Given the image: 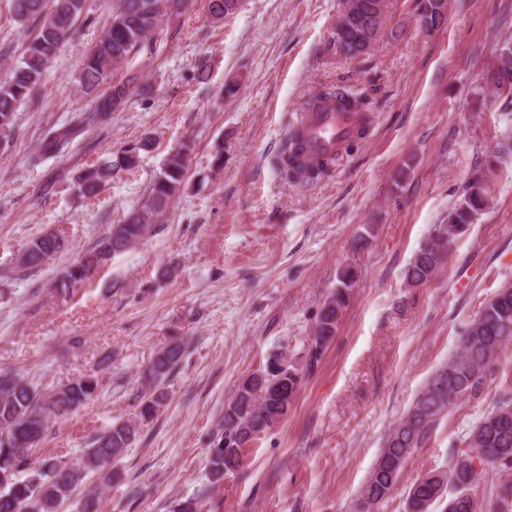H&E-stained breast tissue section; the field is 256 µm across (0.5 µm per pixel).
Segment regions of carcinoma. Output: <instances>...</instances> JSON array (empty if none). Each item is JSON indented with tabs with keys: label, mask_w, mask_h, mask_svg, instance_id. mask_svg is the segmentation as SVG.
Segmentation results:
<instances>
[{
	"label": "carcinoma",
	"mask_w": 512,
	"mask_h": 512,
	"mask_svg": "<svg viewBox=\"0 0 512 512\" xmlns=\"http://www.w3.org/2000/svg\"><path fill=\"white\" fill-rule=\"evenodd\" d=\"M18 23L42 20L35 36L28 41L20 60L13 66L10 80L0 83V149L10 147L16 131V110L20 103L43 89L47 70L61 47L73 34L85 0H8ZM384 0H346L335 28L339 50L354 44L372 46L384 23ZM239 0H209V12L219 20L236 12ZM444 0H417L415 15L427 30L444 21ZM169 10V0H113L102 36L82 61L74 81L81 92L96 100V108L81 120L48 128L41 146L30 162L63 153L86 125L101 122L130 96V86L114 82L100 90L112 69L140 51L158 31ZM495 88L512 94V45L504 44L497 54L493 71ZM339 105L351 112H364L367 98L346 87L325 88L310 96L304 106L320 112ZM145 138L81 169L73 180L74 192L92 198L119 171H130L139 162L140 152L149 148ZM307 150L304 128H293L288 136L285 171L295 180L313 182L327 175L341 153L304 160ZM191 151L184 143L166 158L143 202L119 224L112 225L93 247L69 266L54 283L55 293L65 298L74 287L89 280L100 264L140 244L163 217L185 178L186 159ZM488 176L480 174L469 181L459 203L448 212V221L433 226L428 237L407 267L405 280L412 288L429 282L445 263L448 244L474 223L488 204ZM68 247L66 232L58 230L54 239L39 234L24 246L29 265L12 264L0 268V280L26 277ZM357 271L349 266L338 277V285L325 299L316 315L305 363L297 367L288 352L270 357L239 386L234 398L224 405V433L210 449L209 470L213 482L241 469L244 448L258 435L288 418L304 377L311 373L326 346L336 336L349 290ZM512 343V284H504L486 301L461 336V346L448 361L429 376L402 418L385 436L381 452L355 505V512H371L392 491L407 460L421 447L430 431L459 402L481 399L487 384L498 370L500 353ZM186 343L171 337L142 370V389L135 413L119 418L95 433L73 459L52 457L37 469L29 468V457L18 454L20 442L33 449L45 438L50 419H64L98 395L96 373H87L68 384L39 391L18 374L0 371V512H54L58 502L68 500L73 490L92 475L101 484L121 480L115 463L137 440L142 428L153 421L165 405V383L180 366ZM465 449L457 450L445 470H432L410 487L408 512H431L446 502L443 512H483L476 496L486 475L501 478L491 488L498 496L500 512H512V398H506L483 415L460 439ZM452 495H447L448 489Z\"/></svg>",
	"instance_id": "carcinoma-1"
}]
</instances>
